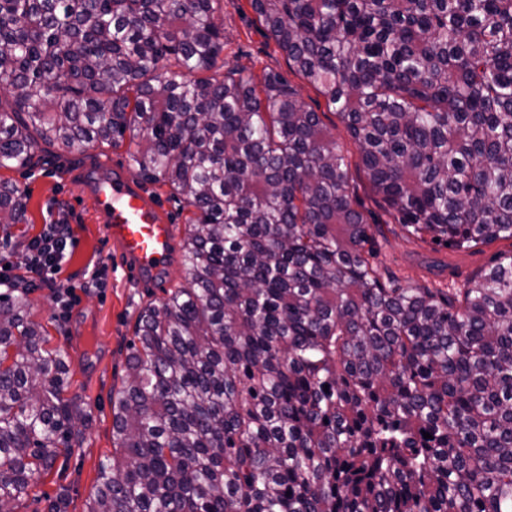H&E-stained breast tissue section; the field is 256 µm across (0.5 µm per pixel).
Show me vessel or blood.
I'll return each instance as SVG.
<instances>
[{
  "label": "vessel or blood",
  "instance_id": "b4317fda",
  "mask_svg": "<svg viewBox=\"0 0 512 512\" xmlns=\"http://www.w3.org/2000/svg\"><path fill=\"white\" fill-rule=\"evenodd\" d=\"M90 191L98 202L97 220L119 246L127 275L140 279L156 271L174 239L159 206L120 177H99Z\"/></svg>",
  "mask_w": 512,
  "mask_h": 512
}]
</instances>
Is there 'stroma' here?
<instances>
[{"label":"stroma","mask_w":512,"mask_h":512,"mask_svg":"<svg viewBox=\"0 0 512 512\" xmlns=\"http://www.w3.org/2000/svg\"><path fill=\"white\" fill-rule=\"evenodd\" d=\"M217 15L224 24L220 60L225 69L281 74L305 109L318 113L335 137L350 166V192L368 223L375 226V262L381 279H397L402 285L419 288H462L489 267L495 256L512 252L511 240L456 249L411 234L386 210L358 169L359 149L340 116L268 38L250 0H220ZM104 171L120 175L157 201L173 224L176 239L185 237L191 207L169 187L144 181L127 147L42 146L28 167L0 169V179L16 184L28 196L27 223L0 226V266L10 267L0 293L9 283L28 289L31 319L46 327L51 347L63 350L70 362L69 396L84 402L91 413L77 443L19 501L16 512H46L48 498L59 492L70 500L68 512H84L99 467L112 455V387L126 373L138 315L146 304L163 301L167 290L182 281L176 253L152 275L138 280L126 277L120 252L97 222L96 199L87 189L88 175ZM59 214L67 217L75 238L57 276L58 285L73 288L78 297L65 319L59 317L51 291L40 287L38 278L26 270L28 242Z\"/></svg>","instance_id":"1"}]
</instances>
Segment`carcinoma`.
Returning <instances> with one entry per match:
<instances>
[{
    "mask_svg": "<svg viewBox=\"0 0 512 512\" xmlns=\"http://www.w3.org/2000/svg\"><path fill=\"white\" fill-rule=\"evenodd\" d=\"M216 2L0 0V168L127 141L194 208L86 512H512V256L452 294L382 281L318 113L277 74L214 75ZM250 5L399 223L512 240V0ZM26 213L0 180V224ZM28 307L0 293V512L89 416Z\"/></svg>",
    "mask_w": 512,
    "mask_h": 512,
    "instance_id": "cac0c4a2",
    "label": "carcinoma"
}]
</instances>
